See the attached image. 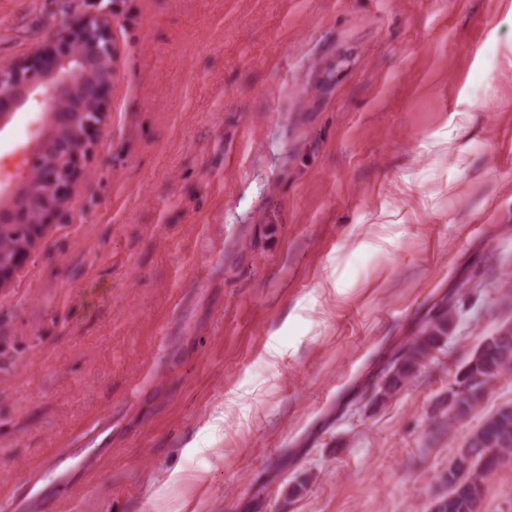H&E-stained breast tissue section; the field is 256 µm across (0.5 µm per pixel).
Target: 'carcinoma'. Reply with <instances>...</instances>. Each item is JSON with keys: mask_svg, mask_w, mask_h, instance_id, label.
Returning a JSON list of instances; mask_svg holds the SVG:
<instances>
[{"mask_svg": "<svg viewBox=\"0 0 512 512\" xmlns=\"http://www.w3.org/2000/svg\"><path fill=\"white\" fill-rule=\"evenodd\" d=\"M460 300L444 294L415 324V331L391 355L377 373L374 389L368 403L382 405L416 378L421 368L444 351L448 344V330L458 313ZM480 353H472L458 367L467 373V388L452 394L448 401V420L437 422L438 428L453 427L466 420L481 404L487 390L503 376L512 373V357H502L501 346L494 335L483 337L477 346ZM512 456V406H502L487 416L470 434L457 456L448 466L442 482L448 493L435 504L434 512H477L479 500L487 479L497 471L499 460Z\"/></svg>", "mask_w": 512, "mask_h": 512, "instance_id": "1", "label": "carcinoma"}]
</instances>
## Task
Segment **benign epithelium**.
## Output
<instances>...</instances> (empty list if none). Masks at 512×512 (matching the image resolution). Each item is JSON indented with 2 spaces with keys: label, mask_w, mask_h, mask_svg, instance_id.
<instances>
[{
  "label": "benign epithelium",
  "mask_w": 512,
  "mask_h": 512,
  "mask_svg": "<svg viewBox=\"0 0 512 512\" xmlns=\"http://www.w3.org/2000/svg\"><path fill=\"white\" fill-rule=\"evenodd\" d=\"M116 48L112 42V18L105 13L87 15L69 32L62 51L49 57L42 72L22 62L0 66V121L12 109L31 102L50 103L55 131L37 134L30 143L21 186L0 208V231L13 227L25 232V241L0 258V287L34 245L37 233L64 205L69 188L79 177L78 158L89 152V139L105 121V93L112 81ZM77 131L72 142L57 131Z\"/></svg>",
  "instance_id": "7a95c632"
}]
</instances>
